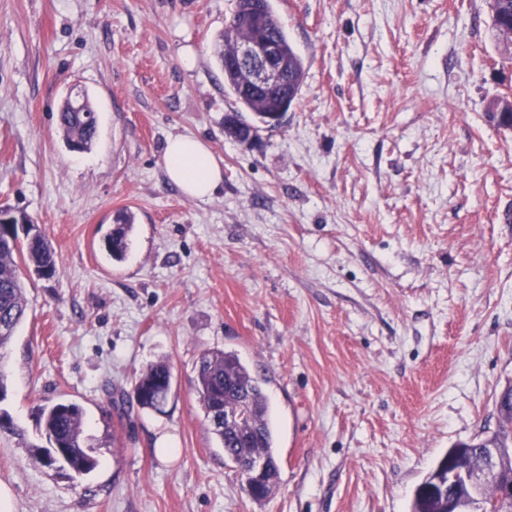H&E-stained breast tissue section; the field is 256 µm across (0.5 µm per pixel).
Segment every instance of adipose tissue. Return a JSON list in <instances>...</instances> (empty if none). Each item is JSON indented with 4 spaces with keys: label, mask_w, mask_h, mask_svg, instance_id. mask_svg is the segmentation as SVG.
Returning a JSON list of instances; mask_svg holds the SVG:
<instances>
[{
    "label": "adipose tissue",
    "mask_w": 512,
    "mask_h": 512,
    "mask_svg": "<svg viewBox=\"0 0 512 512\" xmlns=\"http://www.w3.org/2000/svg\"><path fill=\"white\" fill-rule=\"evenodd\" d=\"M164 166L168 179L192 198L212 197L224 180V169L200 139L177 135L167 141Z\"/></svg>",
    "instance_id": "obj_1"
}]
</instances>
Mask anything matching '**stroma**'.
<instances>
[{
	"instance_id": "stroma-1",
	"label": "stroma",
	"mask_w": 512,
	"mask_h": 512,
	"mask_svg": "<svg viewBox=\"0 0 512 512\" xmlns=\"http://www.w3.org/2000/svg\"><path fill=\"white\" fill-rule=\"evenodd\" d=\"M235 6L0 0V208L59 256L54 277L23 271L28 313L0 350L12 512H409L448 448L497 429L512 129L487 110L512 54L486 0H275L305 80L249 145L224 133L238 106L214 54ZM72 87L98 115L86 151L59 126ZM172 135L223 160L212 198L168 181ZM125 211L115 262L104 238ZM216 349L266 381L280 474L260 503L199 407L195 364ZM160 360L171 395L145 411L134 379ZM61 400L83 410L90 473L31 459L39 408ZM135 217L132 213H124L117 219L112 233L106 240V248L113 260L122 261L128 248V238L134 227Z\"/></svg>"
}]
</instances>
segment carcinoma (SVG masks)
Wrapping results in <instances>:
<instances>
[{
  "label": "carcinoma",
  "mask_w": 512,
  "mask_h": 512,
  "mask_svg": "<svg viewBox=\"0 0 512 512\" xmlns=\"http://www.w3.org/2000/svg\"><path fill=\"white\" fill-rule=\"evenodd\" d=\"M261 10L269 19V29L288 54L289 98L278 94L257 95L247 91L248 76L240 71L224 70V87L231 94L240 110L252 115L251 121H242L238 113L233 118L240 125L238 138L246 140L256 136L258 124L267 123L269 113L281 109L289 110L299 98L305 78L302 57L288 40V35L278 22L271 0H260ZM252 0H237L231 20L215 44V56L219 65H224V56L234 50L237 42L247 36L250 27L245 17L246 7ZM498 26L492 27L502 40L512 39V0H499ZM60 126L64 138L80 150L90 149L97 134V114L85 97L79 108L61 107ZM135 217L127 212L117 219L112 233L106 240V248L112 259L125 258L128 238L134 227ZM26 265L40 275L53 276L57 272L59 258L54 248L33 224L22 239L14 243L0 242V350L14 337L16 329L27 314L28 300L20 278V265ZM196 390L199 404L210 433L224 449V457L238 466L245 460H264L268 469L263 481L247 492L254 501L261 502L270 497L279 480V460L275 453V438L270 420V404L261 380L233 351L211 350L202 353L196 363ZM172 390V372L169 364L157 362L148 365L136 378L134 400L143 410L162 411ZM247 400L249 417L242 424L220 428L214 425L215 406L224 403L233 407L238 399ZM39 422L43 426L51 448H63L58 454L50 448L37 450L34 460L43 466L60 462L78 474H86L97 468L99 461L86 448L82 409L79 405L59 401L41 409ZM501 470L487 480L480 496H475L468 485H454L455 508L459 512H512V502L496 498L498 480L512 474V431L502 428L495 434ZM487 452L482 439L460 442L448 449L418 485L412 501L411 512H446L447 504L434 498L427 489L437 478L446 475L448 455L468 464L481 459Z\"/></svg>",
  "instance_id": "obj_1"
}]
</instances>
